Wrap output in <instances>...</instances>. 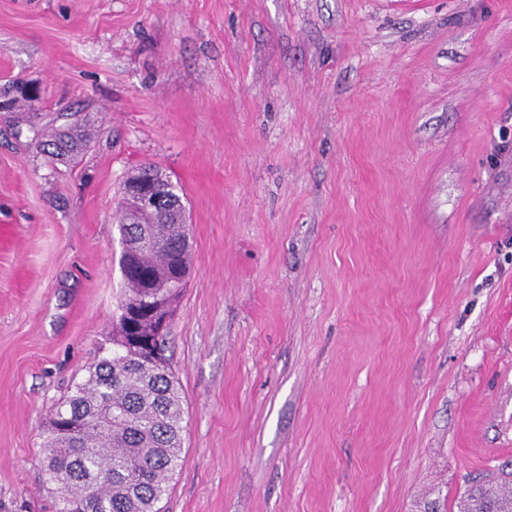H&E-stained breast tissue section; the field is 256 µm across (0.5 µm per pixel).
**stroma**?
Segmentation results:
<instances>
[{
    "mask_svg": "<svg viewBox=\"0 0 512 512\" xmlns=\"http://www.w3.org/2000/svg\"><path fill=\"white\" fill-rule=\"evenodd\" d=\"M0 512L123 297L121 188L185 194L160 512H417L512 472V0H0ZM82 121L83 123L74 121L57 125L56 121L52 120L47 126L33 130L32 143L42 152H45L46 147L54 148V150L48 151L50 157H73L82 150L91 135L90 118L85 116ZM56 151L58 152L56 153Z\"/></svg>",
    "mask_w": 512,
    "mask_h": 512,
    "instance_id": "1",
    "label": "stroma"
}]
</instances>
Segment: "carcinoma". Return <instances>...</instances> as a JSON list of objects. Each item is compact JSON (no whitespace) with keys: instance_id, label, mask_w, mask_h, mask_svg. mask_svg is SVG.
<instances>
[{"instance_id":"carcinoma-1","label":"carcinoma","mask_w":512,"mask_h":512,"mask_svg":"<svg viewBox=\"0 0 512 512\" xmlns=\"http://www.w3.org/2000/svg\"><path fill=\"white\" fill-rule=\"evenodd\" d=\"M90 119L34 131L32 143L50 156L72 157L90 138ZM149 183L164 199L154 212L120 205L121 264L153 272L159 283L175 269L188 272V225L177 223L165 199L173 183L156 165L127 182ZM126 288L113 316L112 352L94 361L86 379L57 404L47 428L44 475L59 494V512H158L181 460L184 408L168 360L149 365L125 348ZM458 512H512V478L470 485L457 497Z\"/></svg>"}]
</instances>
